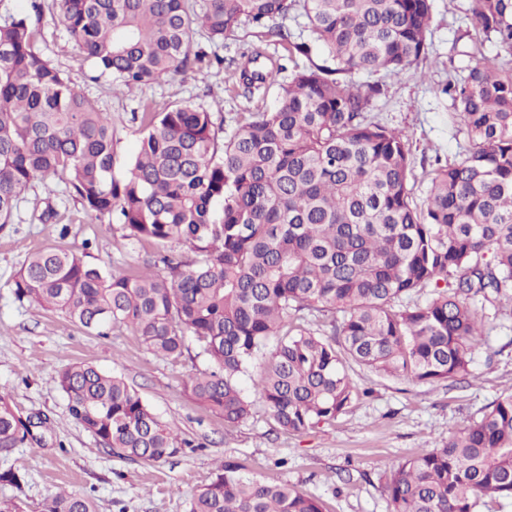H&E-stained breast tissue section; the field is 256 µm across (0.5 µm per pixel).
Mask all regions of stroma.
I'll return each instance as SVG.
<instances>
[{
	"label": "stroma",
	"mask_w": 512,
	"mask_h": 512,
	"mask_svg": "<svg viewBox=\"0 0 512 512\" xmlns=\"http://www.w3.org/2000/svg\"><path fill=\"white\" fill-rule=\"evenodd\" d=\"M40 2L39 28L47 56L77 92L112 115L118 175L141 138L133 114L143 103L158 111L173 105L220 111L229 131L241 116L274 107L290 69L306 63L302 57L288 60L283 50L245 27L219 48L223 64L192 67L165 81L116 94L110 79L91 80L90 63L60 23L53 0ZM427 41L428 58L402 78L382 71L351 77L356 85L380 86L371 115L406 134L410 186L419 201L427 194V174L436 161L463 160L469 146L465 131L450 120L454 105L444 85L465 76L476 58L497 53L494 43L478 33L471 0H432ZM257 49L286 70L266 93L248 96L239 68ZM62 186L56 177L35 183L23 194L21 222L0 228V392L10 395L19 413L41 412L50 419L41 443L0 455V471L11 468L26 477V512H40L43 502L61 489L91 497L99 512H187L194 491L228 459L257 478L319 498L325 512H387L381 487L393 465L440 447L501 394L512 391V307L488 303L485 342L463 382L414 384L357 367L351 376L370 394L332 425L289 434L274 425L258 401L247 420L225 427L222 417L184 390V380L203 369V362H165L130 329L100 336L62 315L15 301L13 279L25 259L61 238L74 247L87 246L92 261L116 271L142 269L156 257L155 249L128 243L118 225L100 223L70 198L58 206L61 224L29 223L33 200ZM79 361L121 374L164 420L194 440V447L160 462L122 460L100 450L95 438L71 417L56 382L63 367Z\"/></svg>",
	"instance_id": "1"
}]
</instances>
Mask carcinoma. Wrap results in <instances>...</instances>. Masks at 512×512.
Masks as SVG:
<instances>
[{"label": "carcinoma", "mask_w": 512, "mask_h": 512, "mask_svg": "<svg viewBox=\"0 0 512 512\" xmlns=\"http://www.w3.org/2000/svg\"><path fill=\"white\" fill-rule=\"evenodd\" d=\"M61 24L95 78L131 90L220 64L193 50V26L214 45L243 25L308 59L278 105L230 136L213 113L187 105L141 112L142 137L114 174L112 114L75 92L40 49L30 15L0 0V226L21 195L49 176L83 210L138 244L182 248L161 267L114 274L87 252L48 244L14 276L21 305L64 315L106 336L130 328L158 359L193 353L207 367L184 383L232 427L255 395L278 428L332 424L367 395L348 363L416 384L470 375L486 326L473 302L512 305V69L481 57L443 92L470 147L430 173L422 204L409 188L406 134L368 118L379 86L341 74L395 78L429 55L431 0H55ZM300 12L313 34L292 40L278 21ZM478 32L512 57V0H471ZM240 71L248 89L274 84L283 65ZM454 281H448V277ZM430 289L423 303L403 300ZM331 314L311 329L304 313ZM278 338L271 360L256 357ZM252 375L253 392L242 385ZM70 415L109 454L157 462L192 442L164 422L122 376L90 362L62 368ZM40 438L0 394V452ZM390 512H476L512 501V391L448 442L392 468ZM42 512H98L58 492ZM187 512H323L319 498L271 484L226 460Z\"/></svg>", "instance_id": "1"}]
</instances>
